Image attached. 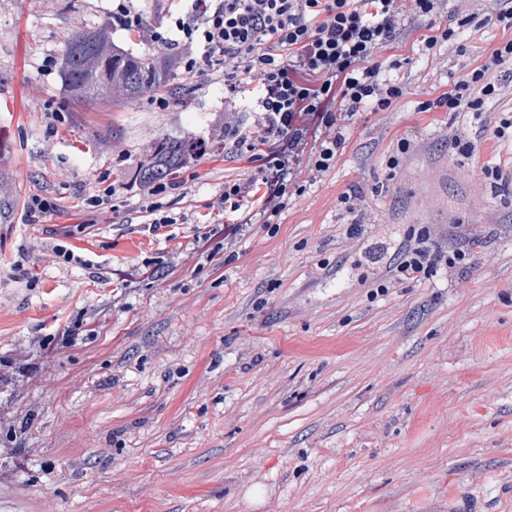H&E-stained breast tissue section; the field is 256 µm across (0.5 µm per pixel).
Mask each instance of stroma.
Returning a JSON list of instances; mask_svg holds the SVG:
<instances>
[{
	"instance_id": "stroma-1",
	"label": "stroma",
	"mask_w": 512,
	"mask_h": 512,
	"mask_svg": "<svg viewBox=\"0 0 512 512\" xmlns=\"http://www.w3.org/2000/svg\"><path fill=\"white\" fill-rule=\"evenodd\" d=\"M112 4L0 0V512H512V145L494 136L512 68L495 70L487 111L418 109L503 29L460 30L437 65L404 33V97L354 116L335 167L207 258L195 235L237 218L225 183L256 175L225 159L224 116L250 125L259 84L232 104L207 69L176 73L164 110L151 93L75 100L60 60L76 30L180 54L149 34L171 0H133L149 24L138 35ZM456 134L470 157L451 149ZM168 135L207 150L155 196L175 219L156 229L136 174ZM35 195L58 205L39 224L25 216ZM424 229L438 251L481 245L455 268L392 280ZM369 257L384 294L362 281ZM142 262L155 278H120Z\"/></svg>"
}]
</instances>
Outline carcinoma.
<instances>
[{
	"label": "carcinoma",
	"instance_id": "1",
	"mask_svg": "<svg viewBox=\"0 0 512 512\" xmlns=\"http://www.w3.org/2000/svg\"><path fill=\"white\" fill-rule=\"evenodd\" d=\"M61 78L77 100L120 99L133 103L145 94L171 84L174 75L164 55H139L115 45L105 30L76 32L62 53ZM190 148L180 138L158 142L138 176L145 182L166 179Z\"/></svg>",
	"mask_w": 512,
	"mask_h": 512
}]
</instances>
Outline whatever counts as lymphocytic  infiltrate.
I'll return each mask as SVG.
<instances>
[{"label":"lymphocytic infiltrate","instance_id":"obj_1","mask_svg":"<svg viewBox=\"0 0 512 512\" xmlns=\"http://www.w3.org/2000/svg\"><path fill=\"white\" fill-rule=\"evenodd\" d=\"M440 0H183L168 17L158 42L184 44L179 66L192 75L223 71L224 92L235 100L244 79L259 80L262 92L253 123L224 124V152L246 156L257 176L248 185L228 183L221 204L243 211L233 224H216L196 236L193 248L211 252L214 238L231 239L256 218L271 221L286 206L287 178L304 168L316 180L336 164L344 131L360 111L385 112L405 94L393 79L403 60L390 53L401 32H420V46L436 55L462 28L495 25L512 31V6L477 8L448 23L437 20ZM512 64V38L500 41L488 59L468 70L436 99L420 102L429 112H480L501 87L493 69ZM426 235L410 238L395 267V279L420 280L435 267H455L478 247L475 239L453 255L429 249Z\"/></svg>","mask_w":512,"mask_h":512}]
</instances>
